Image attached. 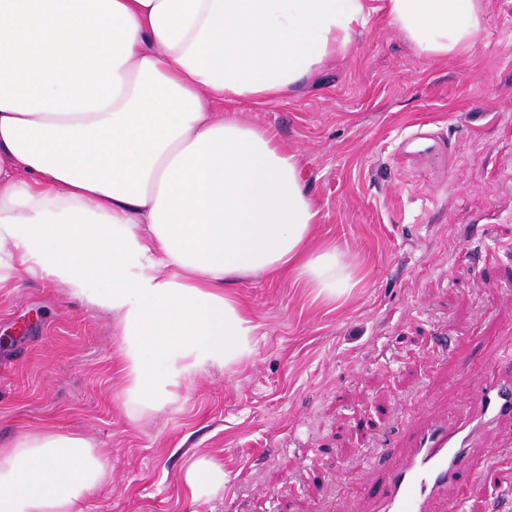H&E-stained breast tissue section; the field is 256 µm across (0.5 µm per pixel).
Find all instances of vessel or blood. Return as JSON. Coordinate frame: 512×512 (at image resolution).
Returning <instances> with one entry per match:
<instances>
[{
	"instance_id": "vessel-or-blood-1",
	"label": "vessel or blood",
	"mask_w": 512,
	"mask_h": 512,
	"mask_svg": "<svg viewBox=\"0 0 512 512\" xmlns=\"http://www.w3.org/2000/svg\"><path fill=\"white\" fill-rule=\"evenodd\" d=\"M464 408L454 422L433 421L417 428L409 451L383 483L369 490L376 512H430L442 488L463 473H476L468 448L488 439L499 419L512 417V382L483 381Z\"/></svg>"
}]
</instances>
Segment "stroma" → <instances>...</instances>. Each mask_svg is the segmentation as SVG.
I'll return each mask as SVG.
<instances>
[{"label": "stroma", "mask_w": 512, "mask_h": 512, "mask_svg": "<svg viewBox=\"0 0 512 512\" xmlns=\"http://www.w3.org/2000/svg\"><path fill=\"white\" fill-rule=\"evenodd\" d=\"M381 2L297 90L235 106L296 154L319 238L355 268L348 295L326 304L287 280L236 284L257 324L253 356L135 418L111 316L21 270L0 287V444L32 427L88 438L112 477L84 512H371L367 489L390 463L381 448L453 417L505 370L512 0H482L478 40L441 60L391 28ZM198 455L223 466L224 487L194 500L182 473ZM474 455L497 465L466 495L448 489L437 512H512V421Z\"/></svg>", "instance_id": "obj_1"}]
</instances>
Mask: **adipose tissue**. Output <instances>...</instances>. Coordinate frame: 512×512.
Here are the masks:
<instances>
[{"label":"adipose tissue","mask_w":512,"mask_h":512,"mask_svg":"<svg viewBox=\"0 0 512 512\" xmlns=\"http://www.w3.org/2000/svg\"><path fill=\"white\" fill-rule=\"evenodd\" d=\"M420 55L483 29L481 0H383ZM367 0H0V282L24 266L112 315L125 407L250 358L232 291L261 275L336 302L355 281L295 153L228 101L272 102L346 51ZM110 478L85 436L33 428L0 447V512H82ZM191 496L224 468L192 459Z\"/></svg>","instance_id":"obj_1"}]
</instances>
